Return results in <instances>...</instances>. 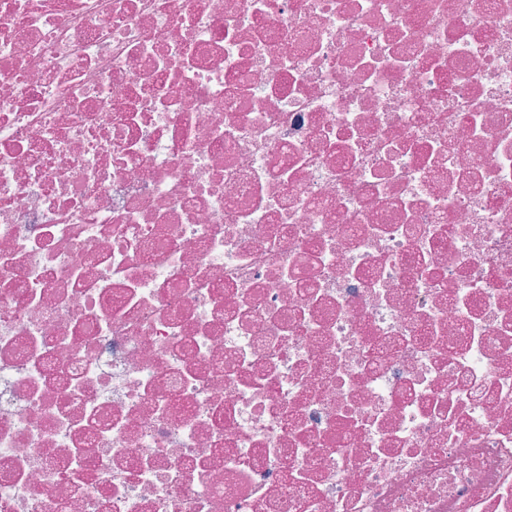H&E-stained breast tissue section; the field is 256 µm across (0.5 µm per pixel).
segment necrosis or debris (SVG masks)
<instances>
[{
  "label": "necrosis or debris",
  "instance_id": "1",
  "mask_svg": "<svg viewBox=\"0 0 512 512\" xmlns=\"http://www.w3.org/2000/svg\"><path fill=\"white\" fill-rule=\"evenodd\" d=\"M0 512H512V0H0Z\"/></svg>",
  "mask_w": 512,
  "mask_h": 512
}]
</instances>
